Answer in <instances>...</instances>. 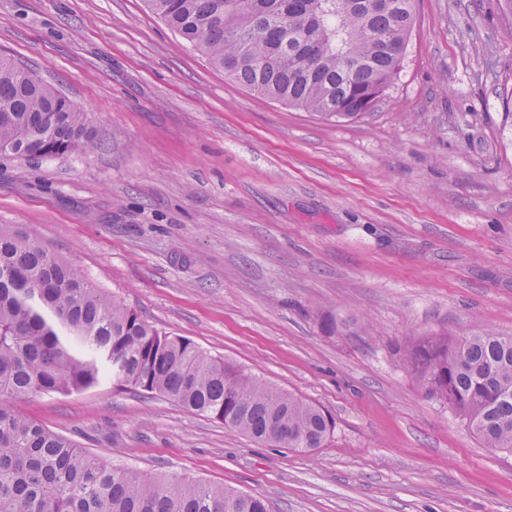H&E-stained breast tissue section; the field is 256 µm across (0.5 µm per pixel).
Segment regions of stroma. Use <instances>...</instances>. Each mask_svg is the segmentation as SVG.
I'll return each instance as SVG.
<instances>
[{
	"instance_id": "1",
	"label": "stroma",
	"mask_w": 512,
	"mask_h": 512,
	"mask_svg": "<svg viewBox=\"0 0 512 512\" xmlns=\"http://www.w3.org/2000/svg\"><path fill=\"white\" fill-rule=\"evenodd\" d=\"M1 55L80 106L95 146L0 155V224L334 427L309 451L257 443L108 376L17 411L113 467L269 512H512V454L404 360L434 333L512 336L500 0H416L399 75L344 122L229 80L145 0H0Z\"/></svg>"
}]
</instances>
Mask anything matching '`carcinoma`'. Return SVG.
I'll return each instance as SVG.
<instances>
[{"label": "carcinoma", "mask_w": 512, "mask_h": 512, "mask_svg": "<svg viewBox=\"0 0 512 512\" xmlns=\"http://www.w3.org/2000/svg\"><path fill=\"white\" fill-rule=\"evenodd\" d=\"M152 13L253 94L327 121L371 111L400 71L415 0H146ZM83 110L0 58V152L93 149ZM428 398L484 447L512 453V336L423 338L405 355ZM165 397L258 442L315 449L332 423L192 341L158 331L31 235L0 225V512H268L265 500L203 480L116 469L12 401L95 385Z\"/></svg>", "instance_id": "1"}]
</instances>
